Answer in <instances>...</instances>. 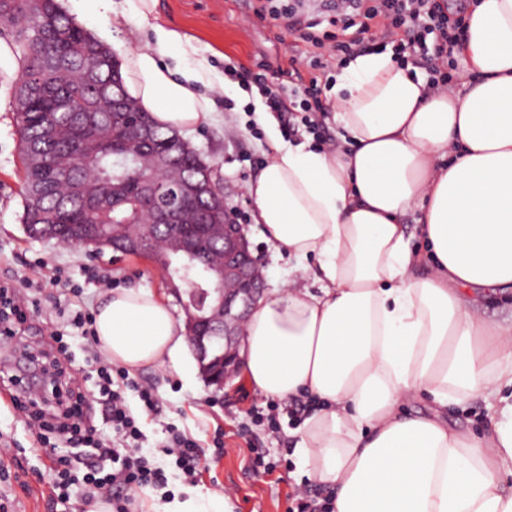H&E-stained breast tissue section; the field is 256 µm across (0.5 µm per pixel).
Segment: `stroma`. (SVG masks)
Here are the masks:
<instances>
[{"label":"stroma","mask_w":512,"mask_h":512,"mask_svg":"<svg viewBox=\"0 0 512 512\" xmlns=\"http://www.w3.org/2000/svg\"><path fill=\"white\" fill-rule=\"evenodd\" d=\"M253 5V0H156L151 21L191 37L216 68H223L228 61L255 72L271 73L287 67L289 55L302 53L303 43L289 32L284 20L255 16ZM82 24L96 37L106 38L120 59L127 50L144 46L149 40L147 29L119 14L86 18ZM209 95L215 111L187 139L211 166L238 223L243 224L254 256L265 266L268 288L281 287L291 277L288 256L262 238L252 218L253 201L246 192L247 183L269 160L267 133L256 114L245 111L246 101L237 83L210 90ZM228 98L235 102L229 112L224 109ZM19 168L12 100L7 97L0 100V283L18 286L26 278L41 279L40 311L31 321L34 329L46 335L64 329L70 311L94 312L104 289L86 283L84 272L90 267L111 277L113 287L152 289L166 298L176 319H183L181 307L168 296L161 272L153 263L109 250L96 254L29 237L21 223ZM59 270L69 276V282L83 285L81 297H73L68 283L55 282L54 274ZM68 343L71 370L95 400L93 424L101 436L111 437L104 408L96 401L100 362L85 348L83 338L72 336ZM134 378L151 384L159 400L158 413L149 415L134 392L126 394L147 446L163 441L172 427L190 434L204 451L198 487L230 495L234 512H288L289 496L298 486L291 433L301 427V420L280 414L278 430H266L251 438L243 429L248 422L246 412L253 407L265 410L268 399L255 394L241 374L221 389L209 385L195 363L182 374L167 365L142 369ZM16 391V386L0 381V503L7 504L8 512H82L86 490L80 483L70 487L67 502L49 507L52 479L45 474L43 461L50 450L33 440L24 419L10 408L9 396ZM440 414L449 426L468 434L486 437L493 431V422L477 393L466 404H449ZM218 434L226 448L221 457L213 448ZM254 441L279 460L273 474L253 469L249 446Z\"/></svg>","instance_id":"35a3bbf8"}]
</instances>
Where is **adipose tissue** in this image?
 <instances>
[{
  "label": "adipose tissue",
  "mask_w": 512,
  "mask_h": 512,
  "mask_svg": "<svg viewBox=\"0 0 512 512\" xmlns=\"http://www.w3.org/2000/svg\"><path fill=\"white\" fill-rule=\"evenodd\" d=\"M155 0H122L152 44L125 57L123 79L164 128L210 118L224 75L190 38L150 24ZM460 86L433 89L392 48L356 56L325 94L335 147L284 143L249 182L254 222L298 274L265 292L239 346L260 395L308 396L296 433L301 473L330 485L333 512H512V328L484 320L477 288L512 291V0H478L456 53ZM418 212L429 252L410 247ZM99 345L135 372L182 369L184 326L148 288L107 292ZM481 393L496 422L477 438L435 417L399 413ZM150 512H232L227 496L187 489Z\"/></svg>",
  "instance_id": "ef3b65f1"
}]
</instances>
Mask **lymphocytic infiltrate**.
<instances>
[{
	"instance_id": "f902f5d3",
	"label": "lymphocytic infiltrate",
	"mask_w": 512,
	"mask_h": 512,
	"mask_svg": "<svg viewBox=\"0 0 512 512\" xmlns=\"http://www.w3.org/2000/svg\"><path fill=\"white\" fill-rule=\"evenodd\" d=\"M282 12L288 18V29L298 35L306 46V64L319 70L328 61L323 53L327 41H334L337 51L354 56L362 51L361 33L377 30L381 39L395 45L401 63L423 59L435 87L447 86L451 75L450 58L464 36L465 17L451 12L448 0H331L323 18L309 15L303 0H288ZM329 29L318 32L319 22ZM268 111L297 119L303 131L316 135L323 127L328 105L317 78H310L302 93L283 96L274 93L265 75L253 77ZM27 295L8 286H0V335L23 339L30 329ZM65 342L43 344L39 355L50 375L51 389L38 397L16 395L11 399L13 410L25 418L35 439H42L50 429L66 443L96 450L84 475L90 493L104 495L112 504V512H133L136 497L144 488L168 491L167 468H174L186 482H195L202 451L187 434L170 431L161 445L160 455L142 453L143 434L129 409L126 391H135L143 409H158V399L150 384L130 380L128 371L104 366L98 372L99 393L110 410L112 437L97 438L88 418L89 396L81 381L66 376L57 359L67 353Z\"/></svg>"
}]
</instances>
